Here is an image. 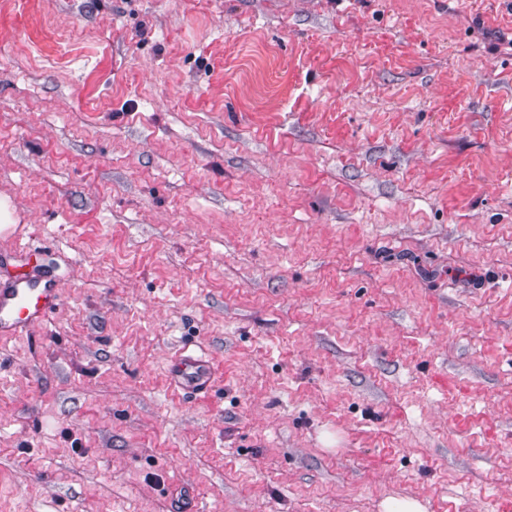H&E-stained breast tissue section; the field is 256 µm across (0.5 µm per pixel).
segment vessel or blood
Masks as SVG:
<instances>
[{"label":"vessel or blood","mask_w":512,"mask_h":512,"mask_svg":"<svg viewBox=\"0 0 512 512\" xmlns=\"http://www.w3.org/2000/svg\"><path fill=\"white\" fill-rule=\"evenodd\" d=\"M61 302V290L51 278L0 281V335L16 336L44 325ZM171 370L181 388L204 390L210 386L209 367L202 357L191 353L178 356Z\"/></svg>","instance_id":"b4317fda"}]
</instances>
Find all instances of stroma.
Masks as SVG:
<instances>
[{"label": "stroma", "mask_w": 512, "mask_h": 512, "mask_svg": "<svg viewBox=\"0 0 512 512\" xmlns=\"http://www.w3.org/2000/svg\"><path fill=\"white\" fill-rule=\"evenodd\" d=\"M0 194V512H512V0H0ZM62 295L54 280L0 281V335L16 336L44 325L61 306ZM171 370L182 389L205 390L210 387L209 367L201 356L180 355L172 361Z\"/></svg>", "instance_id": "stroma-1"}]
</instances>
